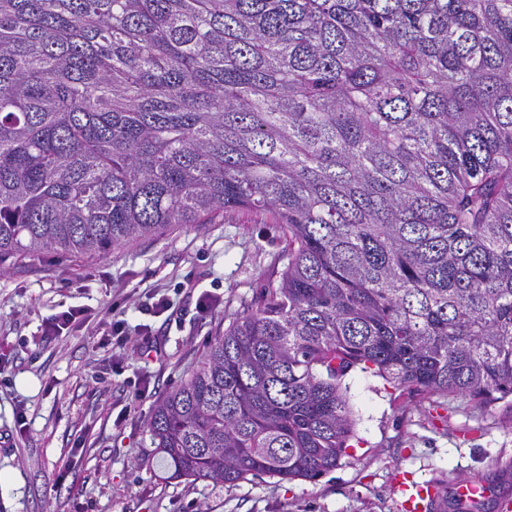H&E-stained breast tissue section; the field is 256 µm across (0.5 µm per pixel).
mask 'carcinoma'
I'll return each mask as SVG.
<instances>
[{
    "label": "carcinoma",
    "instance_id": "1",
    "mask_svg": "<svg viewBox=\"0 0 512 512\" xmlns=\"http://www.w3.org/2000/svg\"><path fill=\"white\" fill-rule=\"evenodd\" d=\"M236 209L287 266L156 402L173 478L333 471L356 367L512 397V0H0V263Z\"/></svg>",
    "mask_w": 512,
    "mask_h": 512
}]
</instances>
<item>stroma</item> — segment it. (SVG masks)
Returning a JSON list of instances; mask_svg holds the SVG:
<instances>
[{
	"instance_id": "35a3bbf8",
	"label": "stroma",
	"mask_w": 512,
	"mask_h": 512,
	"mask_svg": "<svg viewBox=\"0 0 512 512\" xmlns=\"http://www.w3.org/2000/svg\"><path fill=\"white\" fill-rule=\"evenodd\" d=\"M279 225L236 211L220 224H177L92 260L33 254L0 275V512H397V470L447 488L491 489L465 512H498L512 495V404L482 408L409 394L381 377L344 378L355 437L335 470L310 482L263 477L229 486L171 478L155 456V401L187 379L241 302L278 283L287 261ZM213 300L204 315L181 293ZM171 308L149 312L155 298ZM119 306L128 341L96 325ZM70 306L88 319L63 335L46 324ZM161 358L143 353V336Z\"/></svg>"
}]
</instances>
